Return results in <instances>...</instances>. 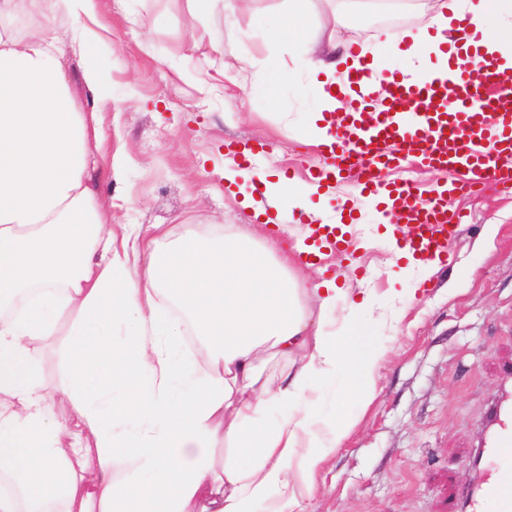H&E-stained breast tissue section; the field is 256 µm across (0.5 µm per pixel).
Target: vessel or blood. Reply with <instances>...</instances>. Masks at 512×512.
<instances>
[{"label":"vessel or blood","mask_w":512,"mask_h":512,"mask_svg":"<svg viewBox=\"0 0 512 512\" xmlns=\"http://www.w3.org/2000/svg\"><path fill=\"white\" fill-rule=\"evenodd\" d=\"M466 65L452 68L450 81L424 84L392 81L391 100L376 118H349L346 131L325 147V162L312 178L334 180L356 157L367 178L364 189L386 187L395 223L412 227L397 242L415 258L444 257L463 217L448 208L449 195L494 184L512 188V71L468 52ZM405 164L448 173V181L423 191L410 180L382 183L381 176ZM486 452L512 447V397L489 412ZM478 495L496 500L498 512H512V473L483 482Z\"/></svg>","instance_id":"b4317fda"}]
</instances>
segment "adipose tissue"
Returning <instances> with one entry per match:
<instances>
[{"instance_id":"ef3b65f1","label":"adipose tissue","mask_w":512,"mask_h":512,"mask_svg":"<svg viewBox=\"0 0 512 512\" xmlns=\"http://www.w3.org/2000/svg\"><path fill=\"white\" fill-rule=\"evenodd\" d=\"M309 2L255 17L268 42L302 52L295 71L262 76L254 91L275 97L306 73L319 99L307 129L315 145L331 142L332 117L353 111L349 75L361 66L443 79L463 46L512 68V0H435L417 31L382 30L367 62L348 52L324 61L308 35ZM65 4L74 28L61 36L20 30L16 0H0V512H284L342 447L351 405L372 399L381 350L366 305L352 304L336 329L310 327L309 303L327 312L349 293L295 273L306 229L291 244L232 224L172 244L160 224L146 243L115 240L94 176L108 98L99 17L95 0ZM70 51L83 61L91 107L67 78ZM253 177L277 214L328 220L310 201L319 185L298 192L286 177L225 161L227 184ZM187 328L202 341L200 360L180 350ZM60 334L64 379L49 390L32 345ZM274 357L296 366L276 385L264 375ZM60 399L80 432L56 422ZM84 430L93 446H83Z\"/></svg>"}]
</instances>
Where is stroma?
I'll use <instances>...</instances> for the list:
<instances>
[{"mask_svg": "<svg viewBox=\"0 0 512 512\" xmlns=\"http://www.w3.org/2000/svg\"><path fill=\"white\" fill-rule=\"evenodd\" d=\"M283 0H251L231 11L213 0H96L106 26L101 69L111 96L104 107L108 157L98 171L111 202L112 231L136 225L142 238L165 225L206 236L220 224L256 223L241 199L249 183L225 186L224 146L260 144L267 172L294 170L305 182L319 161L306 143L317 99L303 75L276 99L253 94L261 73L291 67L296 45L266 44L254 14L273 15ZM427 0H373L348 34L372 42L384 28H416ZM119 155L122 179L109 158ZM465 214L437 264L412 294L394 298V260L386 225L365 214L348 252L300 267L309 283L336 280L353 297L368 293L370 320L386 351L374 399L356 411L342 448L326 457L312 494L293 512H452V502L496 465L483 457L484 421L512 365V191L488 188L452 197Z\"/></svg>", "mask_w": 512, "mask_h": 512, "instance_id": "1", "label": "stroma"}]
</instances>
